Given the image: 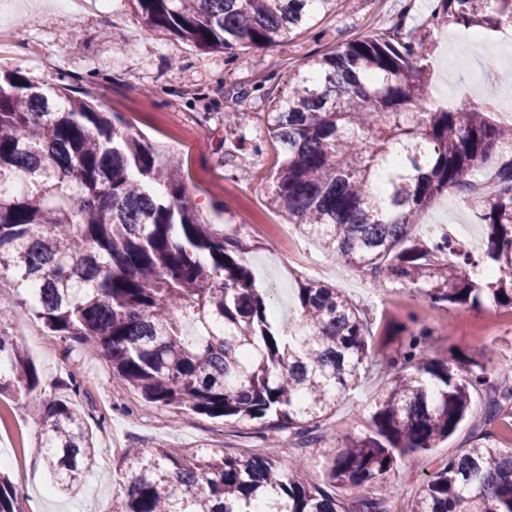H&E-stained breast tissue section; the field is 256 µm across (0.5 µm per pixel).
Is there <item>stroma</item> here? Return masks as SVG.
I'll use <instances>...</instances> for the list:
<instances>
[{"label": "stroma", "instance_id": "35a3bbf8", "mask_svg": "<svg viewBox=\"0 0 512 512\" xmlns=\"http://www.w3.org/2000/svg\"><path fill=\"white\" fill-rule=\"evenodd\" d=\"M53 0H9L0 20L13 30L10 55L0 71L18 70L41 86L67 83L92 93L102 110L118 113L180 164L184 183L203 220L220 224L238 238L242 257L266 300L281 315L293 308L295 288L319 281L342 288L365 309L375 331L394 320L414 318L429 328L438 355L448 351L475 359L512 361V310L483 306L435 307L426 299L351 267L331 263L319 246L289 224L273 206L277 153L266 134L269 102L288 75L315 56L402 23L424 37L432 65L429 93L448 103L470 92L474 103L495 98L502 50L495 38L468 42L457 51L462 32L429 23L434 0H337L330 13L275 45L235 55L203 53L165 32L146 27L127 0H108L105 12H61ZM245 115L242 131L253 149L237 150L226 139L224 115ZM422 227L449 224L455 237L472 240L482 227L458 193L441 196L421 218ZM10 331L36 365L47 393L62 395L68 373L86 377L74 398L84 412L101 453L97 466L74 494L52 489L41 441V403L26 396L0 398V450L15 451L21 469L9 475L23 495L24 512H109L122 476L115 463L125 448L165 444L208 445L230 454H249L264 445L262 421L236 424L199 414L172 416L131 392L106 389L112 368L104 359L65 358L63 344L48 335L26 309L16 311ZM385 384L373 373L340 399L330 425L339 432L362 426L375 393ZM484 395H477L467 420L447 441L426 453L404 456L387 480L391 512H410L418 489L438 463L457 454L485 430Z\"/></svg>", "mask_w": 512, "mask_h": 512}]
</instances>
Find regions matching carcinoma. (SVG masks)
<instances>
[{"instance_id": "1", "label": "carcinoma", "mask_w": 512, "mask_h": 512, "mask_svg": "<svg viewBox=\"0 0 512 512\" xmlns=\"http://www.w3.org/2000/svg\"><path fill=\"white\" fill-rule=\"evenodd\" d=\"M151 29L208 53L260 50L331 12L336 0H130ZM431 24L478 33L512 24V0H436ZM424 39L392 26L323 53L288 78L265 113L282 160L272 203L341 266L397 282L436 306L512 309V126L494 104L445 107L428 96ZM463 192L484 226L482 249L421 236L423 210ZM402 211L401 219L391 214ZM239 240L204 222L181 169L115 112L72 86L42 88L0 73V396L44 405L43 447L56 488L70 493L99 454L85 417L46 399L36 366L10 337L24 307L65 345L98 355L144 402L180 414L266 419L309 448L331 439L324 486L297 460L205 446L130 448L112 512H389L383 488L407 453L451 438L486 389L484 421L512 407V362L488 368L434 355L432 333L405 324L374 355L365 311L338 288L306 282L297 315L276 322L242 259ZM386 385L365 425L338 437L323 426L362 376ZM366 491L351 501L338 489ZM0 512L21 493L0 471ZM411 512H512V446L491 432L448 457Z\"/></svg>"}]
</instances>
